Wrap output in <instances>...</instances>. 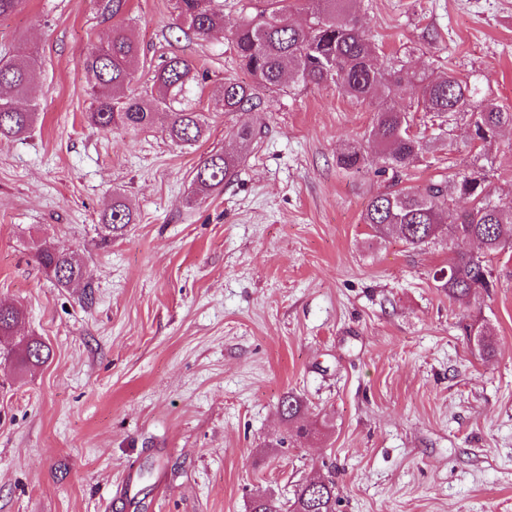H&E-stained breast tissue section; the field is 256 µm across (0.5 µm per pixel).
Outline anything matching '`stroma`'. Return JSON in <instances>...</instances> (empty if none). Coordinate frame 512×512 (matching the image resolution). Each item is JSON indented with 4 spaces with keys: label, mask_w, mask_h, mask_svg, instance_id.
<instances>
[{
    "label": "stroma",
    "mask_w": 512,
    "mask_h": 512,
    "mask_svg": "<svg viewBox=\"0 0 512 512\" xmlns=\"http://www.w3.org/2000/svg\"><path fill=\"white\" fill-rule=\"evenodd\" d=\"M258 0H224V30L176 27L174 0H128L141 46L135 89L164 57L207 73L196 101L208 131L191 147L160 126L91 125L88 50L112 34L102 0H22L0 18V52L31 48L41 70L23 105L39 120L0 141V302L24 309L14 335L50 359L0 365V512H249L330 477L336 512H512V255L498 286L449 302L433 275L468 242L410 249L362 216L389 188L376 161L348 172L337 156L366 140L382 105L422 121L418 89L360 103L335 84L261 90L227 112L225 80L251 83L233 32ZM381 64L417 75L477 77L478 104L512 108V0H355ZM258 128L235 180L194 197L203 156ZM512 201V130L472 145L463 124L432 141L401 177L424 188L473 161ZM124 190L137 221L108 237L100 217ZM76 251L88 287L61 288L32 240ZM494 334L480 355L461 322ZM305 404L292 438L284 394Z\"/></svg>",
    "instance_id": "stroma-1"
}]
</instances>
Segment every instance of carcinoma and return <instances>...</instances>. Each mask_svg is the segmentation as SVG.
<instances>
[{
    "mask_svg": "<svg viewBox=\"0 0 512 512\" xmlns=\"http://www.w3.org/2000/svg\"><path fill=\"white\" fill-rule=\"evenodd\" d=\"M264 7L251 18H242L234 32V46L240 66L253 81L242 84L224 82L221 107L239 112L256 107L258 91L277 87L289 80L295 85L333 83L358 102H370L386 95L394 87L412 83L418 88L422 111L429 121L443 130L445 125L467 122L470 139L483 144L498 137L505 127L512 128V110L489 103L475 112L472 104L479 95L477 83L450 71L434 80L418 78L404 65L384 68L365 29L352 12L353 0H304L308 13L306 27L294 26L288 18V0H263ZM178 29L188 30L204 40L224 30V0H175ZM139 47L122 27L112 32L104 45L94 46L82 59L93 75V107L87 120L103 130L123 127L142 128L166 115L163 132L172 142L193 146L207 132L204 114L192 108L194 92L202 86L206 74L179 55L162 61L155 71L151 91L132 90L134 62ZM40 74L36 52L22 51L10 58H0V141L24 136L38 118L36 107L21 109L16 99L26 95ZM413 117L393 107L376 113L367 142H352L337 158L341 168L358 171L368 156L380 164V170L397 175L414 166L427 152V142L413 131ZM256 129L243 126L235 132L236 152H216L204 157L193 170L192 182L197 193L207 195L230 182L242 160V151L256 138ZM469 206L455 209L456 201ZM105 232L121 235L136 215L122 194L112 197L104 214ZM375 236L397 234L408 246L421 248L438 238L444 224L450 223L449 235L474 240L480 244L479 255L468 253L448 256V275L436 281L454 303H465L477 290L496 287L492 261L505 251H512V203L494 198L487 171L472 164L468 169L452 171L422 190L392 188L372 198L363 217ZM35 258L43 271L63 288L87 279L86 268L74 252L53 244L36 247ZM22 319L19 308L0 304V336L13 335ZM466 334L477 337L485 356L494 352L491 333L484 327L464 326ZM6 358L18 370L44 364L50 348L29 338L16 347L4 348ZM303 400L286 393L279 408L288 423L297 425V434L308 428L302 424ZM250 512H336L334 481L317 486L302 483L286 503L266 493L256 494Z\"/></svg>",
    "mask_w": 512,
    "mask_h": 512,
    "instance_id": "obj_1",
    "label": "carcinoma"
}]
</instances>
